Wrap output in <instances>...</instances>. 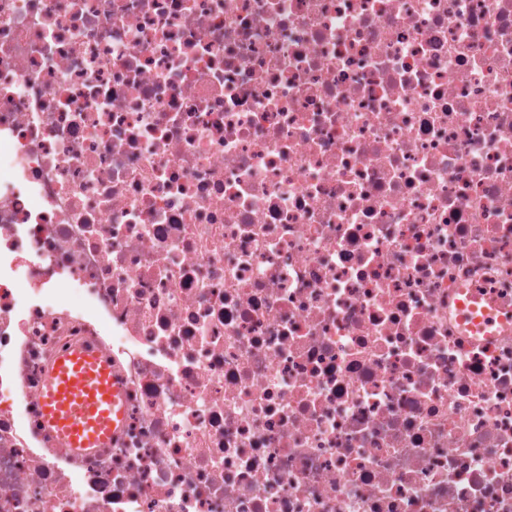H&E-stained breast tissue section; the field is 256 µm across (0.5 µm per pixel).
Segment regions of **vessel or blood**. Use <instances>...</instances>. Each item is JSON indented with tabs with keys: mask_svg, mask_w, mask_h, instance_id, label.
Segmentation results:
<instances>
[{
	"mask_svg": "<svg viewBox=\"0 0 512 512\" xmlns=\"http://www.w3.org/2000/svg\"><path fill=\"white\" fill-rule=\"evenodd\" d=\"M44 421L73 449L105 448L122 424V396L111 367L95 351L59 356L42 391Z\"/></svg>",
	"mask_w": 512,
	"mask_h": 512,
	"instance_id": "b4317fda",
	"label": "vessel or blood"
}]
</instances>
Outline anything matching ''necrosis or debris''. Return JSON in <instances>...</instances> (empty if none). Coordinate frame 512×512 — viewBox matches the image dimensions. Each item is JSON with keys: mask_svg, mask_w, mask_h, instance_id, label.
Returning a JSON list of instances; mask_svg holds the SVG:
<instances>
[{"mask_svg": "<svg viewBox=\"0 0 512 512\" xmlns=\"http://www.w3.org/2000/svg\"><path fill=\"white\" fill-rule=\"evenodd\" d=\"M473 290L512 313V0H0V512H512ZM74 348L125 407L83 454ZM122 396L111 367L95 351L59 356L42 389L44 421L67 448H107L123 423Z\"/></svg>", "mask_w": 512, "mask_h": 512, "instance_id": "necrosis-or-debris-1", "label": "necrosis or debris"}]
</instances>
